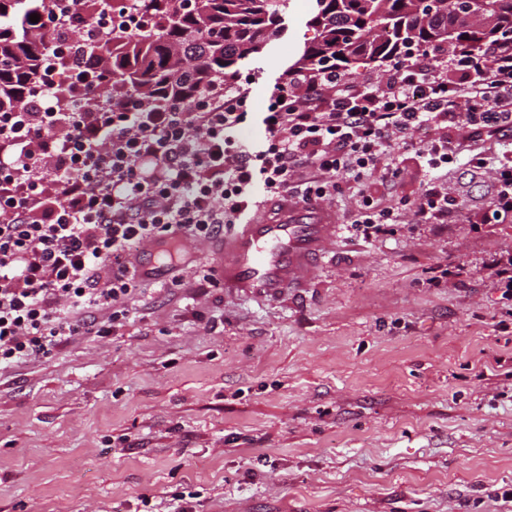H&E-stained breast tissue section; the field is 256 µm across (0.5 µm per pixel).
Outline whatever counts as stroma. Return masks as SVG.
Returning a JSON list of instances; mask_svg holds the SVG:
<instances>
[{
	"instance_id": "stroma-1",
	"label": "stroma",
	"mask_w": 512,
	"mask_h": 512,
	"mask_svg": "<svg viewBox=\"0 0 512 512\" xmlns=\"http://www.w3.org/2000/svg\"><path fill=\"white\" fill-rule=\"evenodd\" d=\"M315 10L290 0L237 74L249 150ZM460 141L432 173L394 144L399 178L340 176L307 287L204 285L190 239L179 283L142 278L126 319L90 309L94 329L0 366V512H512V223L486 219L512 131ZM432 177L462 207L444 224L413 212ZM367 194L397 223L352 226Z\"/></svg>"
}]
</instances>
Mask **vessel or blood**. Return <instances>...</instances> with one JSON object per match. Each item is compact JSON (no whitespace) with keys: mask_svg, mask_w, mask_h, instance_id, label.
Wrapping results in <instances>:
<instances>
[{"mask_svg":"<svg viewBox=\"0 0 512 512\" xmlns=\"http://www.w3.org/2000/svg\"><path fill=\"white\" fill-rule=\"evenodd\" d=\"M336 227L333 211L274 200L260 219L236 225L218 244L214 264L224 290L275 297L301 287Z\"/></svg>","mask_w":512,"mask_h":512,"instance_id":"vessel-or-blood-1","label":"vessel or blood"}]
</instances>
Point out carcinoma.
Returning <instances> with one entry per match:
<instances>
[{
  "label": "carcinoma",
  "instance_id": "cac0c4a2",
  "mask_svg": "<svg viewBox=\"0 0 512 512\" xmlns=\"http://www.w3.org/2000/svg\"><path fill=\"white\" fill-rule=\"evenodd\" d=\"M50 0H0V112H9L39 86L38 67L58 39L93 21L91 9L109 0H75L68 27L44 22ZM288 0H132L142 23L117 29L122 52L88 47L91 80L106 105L127 95L193 99L210 78H227L279 31ZM39 21L32 23L31 14ZM315 39L298 64L387 62L401 43L468 48L512 43V0H316Z\"/></svg>",
  "mask_w": 512,
  "mask_h": 512
}]
</instances>
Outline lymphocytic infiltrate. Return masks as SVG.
Masks as SVG:
<instances>
[{
    "mask_svg": "<svg viewBox=\"0 0 512 512\" xmlns=\"http://www.w3.org/2000/svg\"><path fill=\"white\" fill-rule=\"evenodd\" d=\"M81 90L68 111L50 103L57 68L40 90L0 113V364L45 354L76 332L71 315L106 306L126 318L138 285L131 256L163 237L208 240L262 198L336 195L337 174L363 182L392 143L419 130L428 168L453 159L448 126L476 133L512 126V46L484 58L400 50L380 87L318 65L287 74L263 117L266 140L249 157L237 138L249 91L217 80L192 106L125 96L101 107L81 46L64 41ZM421 224H444L457 203L427 183Z\"/></svg>",
    "mask_w": 512,
    "mask_h": 512,
    "instance_id": "lymphocytic-infiltrate-1",
    "label": "lymphocytic infiltrate"
}]
</instances>
